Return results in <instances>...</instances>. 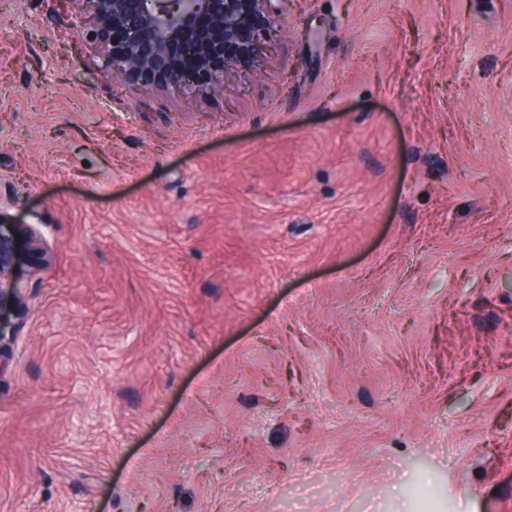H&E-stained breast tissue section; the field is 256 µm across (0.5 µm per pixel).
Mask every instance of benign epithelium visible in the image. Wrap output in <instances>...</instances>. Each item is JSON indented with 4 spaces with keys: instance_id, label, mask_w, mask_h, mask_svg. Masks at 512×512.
<instances>
[{
    "instance_id": "obj_1",
    "label": "benign epithelium",
    "mask_w": 512,
    "mask_h": 512,
    "mask_svg": "<svg viewBox=\"0 0 512 512\" xmlns=\"http://www.w3.org/2000/svg\"><path fill=\"white\" fill-rule=\"evenodd\" d=\"M69 36L97 47L99 72L127 88L166 86L218 93L224 70L266 55L262 32L288 0H53ZM13 241L0 225V311L21 301Z\"/></svg>"
}]
</instances>
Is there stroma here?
<instances>
[{"label": "stroma", "instance_id": "1", "mask_svg": "<svg viewBox=\"0 0 512 512\" xmlns=\"http://www.w3.org/2000/svg\"><path fill=\"white\" fill-rule=\"evenodd\" d=\"M67 24L0 0V512H512V0H290L220 96ZM12 265L13 241L0 225V313L5 306L20 302L25 292V284L14 276Z\"/></svg>", "mask_w": 512, "mask_h": 512}]
</instances>
